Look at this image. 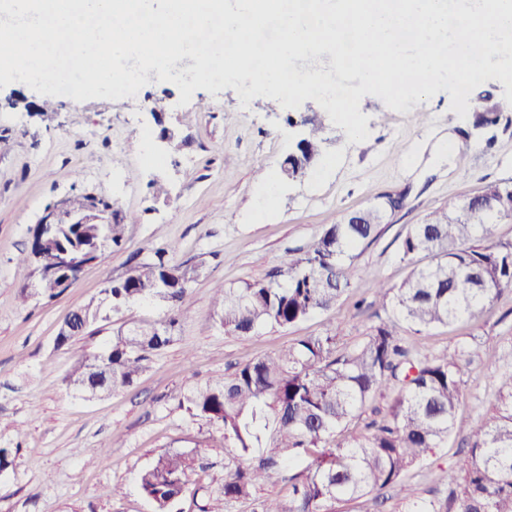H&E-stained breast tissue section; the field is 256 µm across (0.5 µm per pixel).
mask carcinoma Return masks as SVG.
I'll return each instance as SVG.
<instances>
[{"label": "carcinoma", "mask_w": 512, "mask_h": 512, "mask_svg": "<svg viewBox=\"0 0 512 512\" xmlns=\"http://www.w3.org/2000/svg\"><path fill=\"white\" fill-rule=\"evenodd\" d=\"M483 123H494L512 104L487 93L481 97ZM304 136L281 165L290 179L300 177L321 155L324 126L301 117ZM112 214L110 224H62L48 237L33 229L30 250L90 252L101 262L108 249L125 242L131 221L116 202L99 198ZM386 209L370 207L358 216L343 215L329 225L302 255L284 256L268 278L227 288H212L217 322L224 332L246 335L264 326L286 328L336 304L349 287L344 262L370 240L386 218ZM512 218V185L491 182L482 193L455 209L431 212L402 236V259L423 254L428 262L412 269L399 285L372 284L376 300L391 305L394 317L380 321L348 352L336 354V336H310L273 356L249 361L228 378L194 388L186 410L208 419L221 433L230 458L219 488L224 505L247 500L268 483L286 482L292 496L260 502L259 512H335V505L391 488L405 492L402 478L441 447L457 427L463 400V365L470 355L489 361L504 358L486 339L430 357H418L401 345V325L414 333L472 319L485 313L493 295L512 288V244L487 247L495 226ZM136 265L131 275L112 282V310L155 295L179 302L198 268L176 272L166 255ZM104 308L89 302L77 308L56 344L71 346L102 317ZM179 317L142 320L120 328L104 351L79 356L65 381L74 391L97 398L133 384L153 353L173 342ZM391 383L398 393L389 412L360 434L344 429L366 402ZM197 455L168 450L140 475L142 493L157 512H168L182 496ZM461 481L449 499L412 503L409 512H512V372L501 379L482 427L456 463Z\"/></svg>", "instance_id": "obj_1"}]
</instances>
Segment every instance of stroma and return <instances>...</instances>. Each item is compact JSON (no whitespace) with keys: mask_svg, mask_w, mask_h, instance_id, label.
<instances>
[{"mask_svg":"<svg viewBox=\"0 0 512 512\" xmlns=\"http://www.w3.org/2000/svg\"><path fill=\"white\" fill-rule=\"evenodd\" d=\"M43 100L19 81L0 88V448L14 451L12 465L0 472V512H156L140 489L141 472L160 452L193 449L202 465L171 512H202L223 477L224 445L207 419L187 411L188 391L307 336L335 335L337 353L349 351L390 315L375 303L372 281L396 285L413 269L398 250L410 225L487 183H512V119L476 125L474 95L463 118L451 111L445 90L408 101L402 112L364 95L359 111L368 117L369 136L360 143L315 100H304L299 114L324 122L325 132L319 160L297 179L281 172L296 130L276 99L258 96L245 104L231 87L213 94L199 89L183 106L174 83L153 79L120 100L55 97L56 118L49 123L36 109ZM157 103L164 107L158 121L149 112ZM163 126L179 131L177 150L158 141ZM260 168L274 186V203L262 213ZM155 181L166 185L167 195L154 196ZM77 192L116 199L135 216L125 248L87 265L59 296L22 301L20 289L36 277L35 264L22 259L32 229L48 204ZM385 193L404 194L403 206L347 262L351 286L335 307L246 336L217 325L215 282L240 287L265 278L339 215L368 208ZM168 243L177 246L173 265L201 269L175 307L128 305L93 325L73 348L57 347L72 310L101 301L112 281ZM171 309L180 316L174 342L151 356L132 386L93 400L67 386L76 355L100 352L119 328ZM404 337L422 355L486 337L510 351L512 288L495 297L488 315ZM510 372L504 361L471 360L457 428L408 472V499L369 495L344 504L342 512H409L412 502L446 499L455 488L457 460ZM114 486L119 495L107 496Z\"/></svg>","mask_w":512,"mask_h":512,"instance_id":"35a3bbf8","label":"stroma"}]
</instances>
